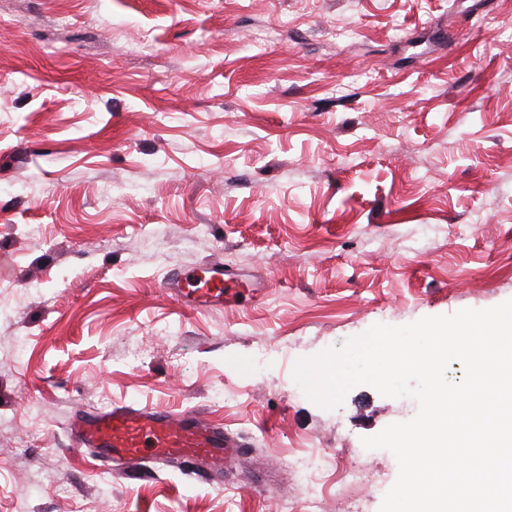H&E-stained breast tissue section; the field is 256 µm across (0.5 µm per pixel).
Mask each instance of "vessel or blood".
<instances>
[{
    "mask_svg": "<svg viewBox=\"0 0 512 512\" xmlns=\"http://www.w3.org/2000/svg\"><path fill=\"white\" fill-rule=\"evenodd\" d=\"M179 286L184 303L197 309L235 301L240 281L210 270L201 278L193 272H178L171 278ZM66 429L73 449L98 450L108 458L131 462L149 457L209 463L223 469L224 461L239 445L223 429L213 425L203 412L190 410L180 416L150 405L129 402L111 406L90 416L70 419Z\"/></svg>",
    "mask_w": 512,
    "mask_h": 512,
    "instance_id": "1",
    "label": "vessel or blood"
}]
</instances>
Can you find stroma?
I'll list each match as a JSON object with an SVG mask.
<instances>
[{"mask_svg": "<svg viewBox=\"0 0 512 512\" xmlns=\"http://www.w3.org/2000/svg\"><path fill=\"white\" fill-rule=\"evenodd\" d=\"M0 259V512H379L417 401L292 368L512 299V0H0ZM121 401L243 449L117 478L64 426ZM209 275L204 278L194 275V272H176L167 282V285L180 286L182 281L194 288L180 289V297L184 303L195 309H205L212 306L224 305L226 302H235L241 281L220 269L207 271ZM228 276L227 279L224 276Z\"/></svg>", "mask_w": 512, "mask_h": 512, "instance_id": "35a3bbf8", "label": "stroma"}]
</instances>
